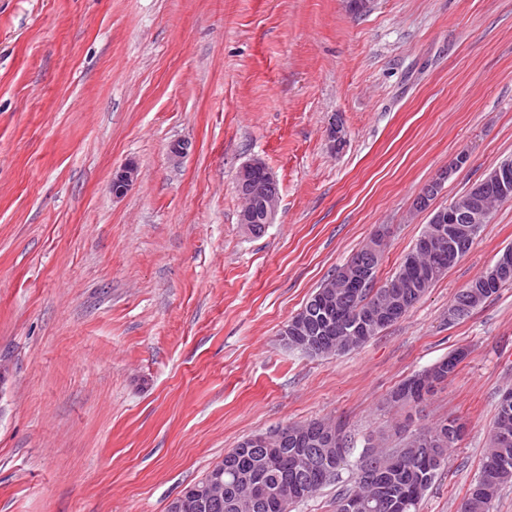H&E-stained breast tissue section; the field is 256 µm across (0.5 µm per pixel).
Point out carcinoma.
Masks as SVG:
<instances>
[{
	"label": "carcinoma",
	"instance_id": "1",
	"mask_svg": "<svg viewBox=\"0 0 512 512\" xmlns=\"http://www.w3.org/2000/svg\"><path fill=\"white\" fill-rule=\"evenodd\" d=\"M266 197L245 198L251 210L250 232L265 230ZM439 225L428 223L410 251L402 258L396 274L380 288L358 293L345 285L348 263L334 272L312 293L304 307L288 320V348L311 356L345 353L379 335L388 325L405 316L450 268L440 252L453 244L467 254L477 236L455 233L446 225L434 250L419 248L420 239L433 236ZM481 278L471 281L455 296L452 307L465 301L477 308L495 295L500 286L483 288ZM458 363L444 358L422 370L433 374L425 384L410 378L391 394L390 401L419 406L435 388L448 381ZM464 424L446 418L411 434L399 448H379L372 439L363 441L356 460L353 484L343 479L356 452V441L341 421H310L265 433L267 442L252 445L243 440L200 482L169 504L168 512H285L288 505L313 497L321 489L337 487L336 512H344L349 498L366 500L367 512H421L427 490L438 479L448 460L449 448L462 438ZM485 459L464 498L461 512H490L501 487L512 482V404H497Z\"/></svg>",
	"mask_w": 512,
	"mask_h": 512
}]
</instances>
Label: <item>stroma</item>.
I'll list each match as a JSON object with an SVG mask.
<instances>
[{"label": "stroma", "instance_id": "35a3bbf8", "mask_svg": "<svg viewBox=\"0 0 512 512\" xmlns=\"http://www.w3.org/2000/svg\"><path fill=\"white\" fill-rule=\"evenodd\" d=\"M507 158L512 0H0V512H167L251 435L333 419L390 448L446 417L466 433L421 512H459L512 388V286L448 309L512 247V202L360 349L280 333L379 229L392 277L441 171L438 207ZM254 160L280 188L258 236ZM459 348L420 408L388 403ZM242 198L245 200V205L241 209L240 213L246 209L251 210L253 220L251 221L250 213H243L240 216V224L250 225V232L254 235H260L262 232H264L266 226L264 223L265 221L263 219V215L265 211V204L268 202V200L265 196L261 198L256 196H252L251 198L242 196Z\"/></svg>", "mask_w": 512, "mask_h": 512}]
</instances>
